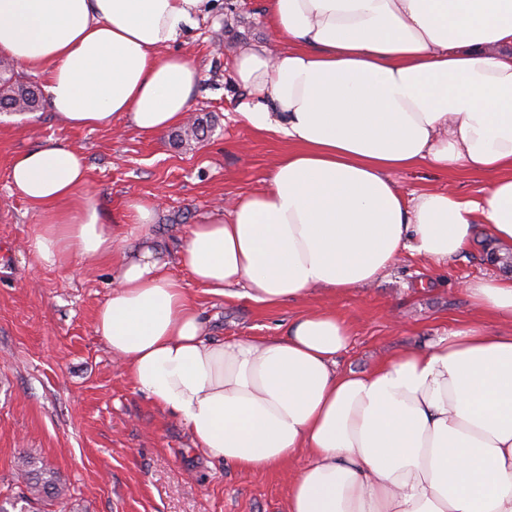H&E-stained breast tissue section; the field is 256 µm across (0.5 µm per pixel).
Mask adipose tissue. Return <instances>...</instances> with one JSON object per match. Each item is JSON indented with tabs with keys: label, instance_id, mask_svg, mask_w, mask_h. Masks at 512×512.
<instances>
[{
	"label": "adipose tissue",
	"instance_id": "1",
	"mask_svg": "<svg viewBox=\"0 0 512 512\" xmlns=\"http://www.w3.org/2000/svg\"><path fill=\"white\" fill-rule=\"evenodd\" d=\"M208 0H0V55L45 74L74 127L127 116L142 135L179 127L200 76L166 49ZM284 51L235 59L239 113L287 151L266 190L192 225L178 264L216 296L268 306L375 282L402 251L447 265L487 225L512 247V0H268ZM425 163L494 175L483 200L405 198L395 173ZM81 151L18 155L14 191L41 218L47 267L101 259L146 236L157 203L106 223L82 196ZM464 291L478 320L357 373L337 367L350 331L334 309L281 336L214 341L182 281L146 245L122 254L94 329L134 386L196 446L251 472L309 462L287 512H512V280Z\"/></svg>",
	"mask_w": 512,
	"mask_h": 512
}]
</instances>
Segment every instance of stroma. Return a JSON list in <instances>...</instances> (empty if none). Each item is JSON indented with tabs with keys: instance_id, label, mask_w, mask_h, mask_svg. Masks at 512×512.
Segmentation results:
<instances>
[{
	"instance_id": "35a3bbf8",
	"label": "stroma",
	"mask_w": 512,
	"mask_h": 512,
	"mask_svg": "<svg viewBox=\"0 0 512 512\" xmlns=\"http://www.w3.org/2000/svg\"><path fill=\"white\" fill-rule=\"evenodd\" d=\"M211 4L208 17L168 48L199 70L191 115L209 120L203 142L179 146L168 132L143 136L123 115L108 128L77 129L47 108L0 112V512H20L15 462L22 455L57 472L65 486L44 512H286L288 478L308 463L301 454L287 470L253 473L213 459L178 417L132 384L94 331L118 260L76 257L61 269L28 252L39 217L9 182L12 161L24 151L53 141L80 149L88 167L81 192L107 223L121 219L130 199H157L148 244L182 281L213 339L279 335L305 312L331 306L351 335L337 367L361 371L475 319L464 283L512 279V248L496 244L480 224L447 266L406 252L384 277L333 300L316 291L268 307L214 296L193 281L175 262L190 226L224 217L238 198L265 188L287 149L237 111L246 93L234 80L236 54L267 41L286 47L272 35L266 0ZM395 180L409 198L437 189L479 200L492 183L465 168L426 164Z\"/></svg>"
}]
</instances>
